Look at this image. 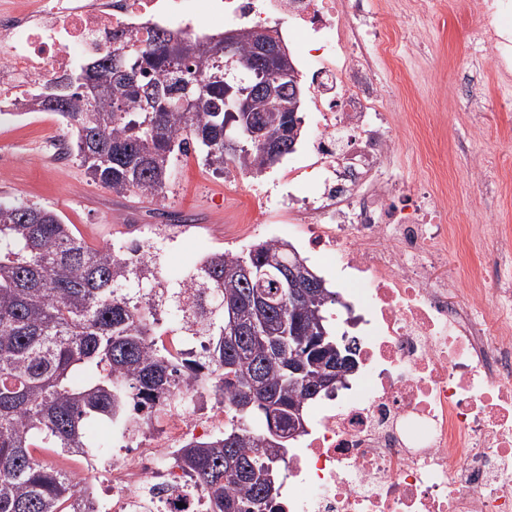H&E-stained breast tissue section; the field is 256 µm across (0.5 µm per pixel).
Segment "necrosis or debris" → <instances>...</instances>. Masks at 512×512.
Segmentation results:
<instances>
[{"label": "necrosis or debris", "mask_w": 512, "mask_h": 512, "mask_svg": "<svg viewBox=\"0 0 512 512\" xmlns=\"http://www.w3.org/2000/svg\"><path fill=\"white\" fill-rule=\"evenodd\" d=\"M367 0H0V112L18 87H38L108 49L112 31L175 26L245 28L267 20L305 35L315 79L313 149L289 163L288 192L271 211L307 231L308 247L335 264L357 308L355 371L319 407L314 428L289 449L281 512H512V233L488 250L498 276L457 288L432 277L448 261L444 198L423 183L389 185L378 172L394 153L385 131L401 102L370 90V53L390 42ZM473 63L492 56L512 71V0H455ZM172 394L143 419L133 447L86 459L81 485L107 491L110 512H210L207 489L169 465L196 432L224 426Z\"/></svg>", "instance_id": "4bbe7bcc"}]
</instances>
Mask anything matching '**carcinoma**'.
<instances>
[{
	"mask_svg": "<svg viewBox=\"0 0 512 512\" xmlns=\"http://www.w3.org/2000/svg\"><path fill=\"white\" fill-rule=\"evenodd\" d=\"M129 50L123 67L132 81L114 79L95 97L75 80L62 107L39 100L43 92L20 103L28 112H55L63 118L73 146L90 179L117 196L137 193L159 198L170 182L177 155L195 151L207 166L224 171L231 162L252 176L265 167V156L253 140L224 130V84L238 69L224 73L222 54L202 41L162 26L139 39L126 30ZM184 81L193 83L196 103L183 109L168 96ZM250 115L261 116L264 98L247 95ZM238 113L239 117L248 115ZM270 132L294 118L267 113ZM236 147L224 151V138ZM279 257L306 263L285 240H264L245 253L217 251L195 267L185 287L177 283L160 292L149 280L150 257L123 245L92 247L78 238L55 210L23 200L0 202V512H101L86 487L35 455L54 448L66 456H84L96 447L93 423H108L122 437H134L137 413L145 403H162L183 380V368H208L194 378L188 396H211L224 407V430L204 440H189L171 464L211 490L212 512H256L265 476L273 472L281 487L290 441L274 439L271 428L288 434L292 410L308 408L316 377L324 372L338 342L327 313L343 305L338 292L308 269L312 287L298 297L285 295L276 281L261 286L244 281L239 269ZM261 290L268 304L253 302ZM156 297L171 323L199 339L200 361L181 364L164 348L150 347L159 319H134L138 305ZM240 305L243 334L224 345V311ZM293 322L312 343L322 328L327 338L313 343L306 355L303 383L288 382L292 354L272 358L250 334L253 324L274 328L281 318ZM255 389L266 405L241 414L234 405Z\"/></svg>",
	"mask_w": 512,
	"mask_h": 512,
	"instance_id": "carcinoma-1",
	"label": "carcinoma"
}]
</instances>
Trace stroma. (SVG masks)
I'll list each match as a JSON object with an SVG mask.
<instances>
[{
    "label": "stroma",
    "mask_w": 512,
    "mask_h": 512,
    "mask_svg": "<svg viewBox=\"0 0 512 512\" xmlns=\"http://www.w3.org/2000/svg\"><path fill=\"white\" fill-rule=\"evenodd\" d=\"M381 24L401 30L397 53L405 73L394 80L389 69L377 65L375 79L385 94L399 96L402 115L391 122L390 135L398 151L381 168L388 183H434L446 178L452 191L448 221L456 227L448 243L458 260L448 266V279L465 285L471 263L464 249L471 236L486 227L485 215L499 211L512 222V194L507 199L483 195L474 173L480 162L507 152L503 141L512 131V78H503L493 59L484 61L487 99L477 106L479 123L449 98L454 81L469 78L473 70L466 49L467 26L478 25L480 15L468 20L447 19L433 23L429 16H405L404 0H372ZM65 124L49 112H31L22 118L0 115V152H10L14 162L0 165V199L30 201L56 210L65 223L88 245L132 244L160 224L161 212L186 216L187 224L170 227L162 246L166 258L177 259L188 269L220 250L241 253L265 239L273 219L250 222L248 189L260 185L272 200L285 191L281 176L288 167L279 160L257 177L241 181L238 190L224 186V176L204 165L196 154L179 156L165 197L125 199L92 182L76 157L57 164L54 146L69 141Z\"/></svg>",
    "instance_id": "1"
}]
</instances>
